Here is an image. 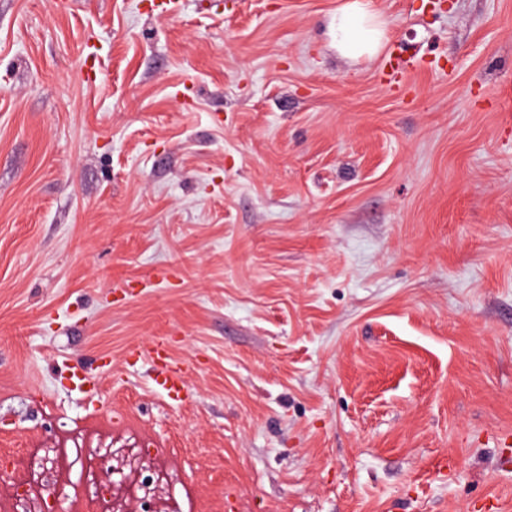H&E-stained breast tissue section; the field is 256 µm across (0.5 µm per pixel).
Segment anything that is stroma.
Segmentation results:
<instances>
[{
  "instance_id": "obj_1",
  "label": "stroma",
  "mask_w": 512,
  "mask_h": 512,
  "mask_svg": "<svg viewBox=\"0 0 512 512\" xmlns=\"http://www.w3.org/2000/svg\"><path fill=\"white\" fill-rule=\"evenodd\" d=\"M345 2L0 0V448L118 415L170 512H512V0H362L370 60ZM358 1L336 9L330 18V29L336 51L353 59L375 56L384 38L383 23ZM150 355L159 365L156 385L170 398H179L188 388L184 366L173 360L167 352L164 341H158L150 349Z\"/></svg>"
}]
</instances>
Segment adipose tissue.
Segmentation results:
<instances>
[{
	"label": "adipose tissue",
	"mask_w": 512,
	"mask_h": 512,
	"mask_svg": "<svg viewBox=\"0 0 512 512\" xmlns=\"http://www.w3.org/2000/svg\"><path fill=\"white\" fill-rule=\"evenodd\" d=\"M330 29L337 52L353 59L375 56L384 38L382 22L360 0H347L338 8L330 18Z\"/></svg>",
	"instance_id": "obj_1"
}]
</instances>
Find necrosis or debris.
<instances>
[{"label":"necrosis or debris","mask_w":512,"mask_h":512,"mask_svg":"<svg viewBox=\"0 0 512 512\" xmlns=\"http://www.w3.org/2000/svg\"><path fill=\"white\" fill-rule=\"evenodd\" d=\"M124 475L122 486L102 482L95 458L83 448H45L35 439L27 438L22 448L0 453L6 466L0 472V512H42L45 471L65 475L80 468L84 480L73 489L74 498L87 499L94 512H146L165 497L169 475L163 460L168 451L145 445L117 448ZM150 457L151 467H143V457Z\"/></svg>","instance_id":"necrosis-or-debris-1"}]
</instances>
